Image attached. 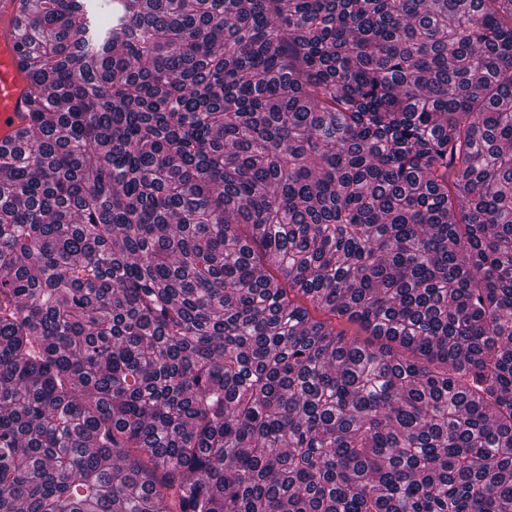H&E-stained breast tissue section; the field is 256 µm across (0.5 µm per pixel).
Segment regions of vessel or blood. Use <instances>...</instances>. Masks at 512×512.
I'll return each instance as SVG.
<instances>
[{
  "label": "vessel or blood",
  "instance_id": "1",
  "mask_svg": "<svg viewBox=\"0 0 512 512\" xmlns=\"http://www.w3.org/2000/svg\"><path fill=\"white\" fill-rule=\"evenodd\" d=\"M17 17L18 0H0V146L11 143L28 123L30 86L13 47Z\"/></svg>",
  "mask_w": 512,
  "mask_h": 512
}]
</instances>
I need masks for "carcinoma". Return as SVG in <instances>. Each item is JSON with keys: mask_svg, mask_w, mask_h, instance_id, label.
Here are the masks:
<instances>
[{"mask_svg": "<svg viewBox=\"0 0 512 512\" xmlns=\"http://www.w3.org/2000/svg\"><path fill=\"white\" fill-rule=\"evenodd\" d=\"M20 2L0 512H512V0Z\"/></svg>", "mask_w": 512, "mask_h": 512, "instance_id": "carcinoma-1", "label": "carcinoma"}]
</instances>
